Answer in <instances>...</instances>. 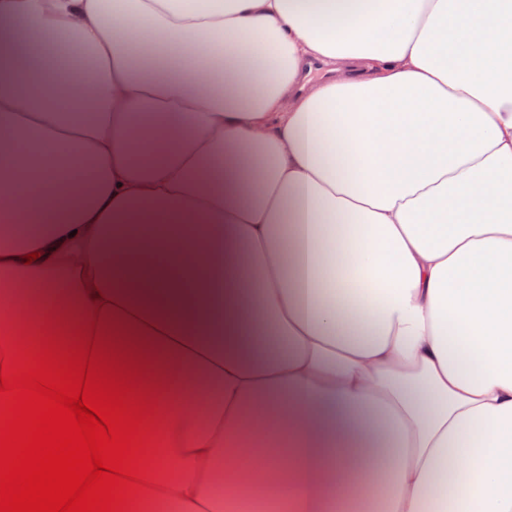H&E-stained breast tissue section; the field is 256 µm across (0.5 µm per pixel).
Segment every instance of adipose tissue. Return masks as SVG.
Listing matches in <instances>:
<instances>
[{"instance_id":"ef3b65f1","label":"adipose tissue","mask_w":512,"mask_h":512,"mask_svg":"<svg viewBox=\"0 0 512 512\" xmlns=\"http://www.w3.org/2000/svg\"><path fill=\"white\" fill-rule=\"evenodd\" d=\"M63 312L162 379L139 512H512V0H0V338Z\"/></svg>"}]
</instances>
